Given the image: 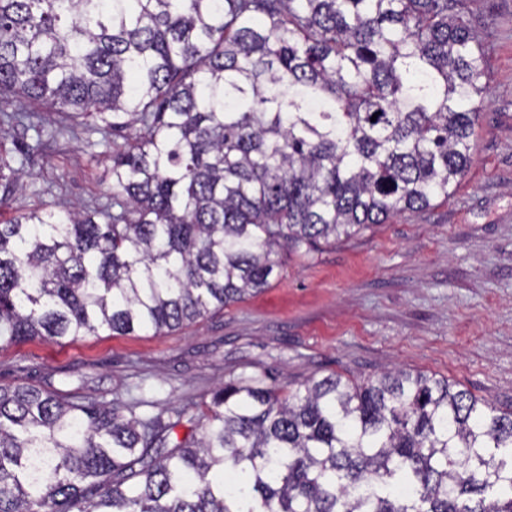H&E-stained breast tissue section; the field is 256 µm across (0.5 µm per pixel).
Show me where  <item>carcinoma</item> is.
Listing matches in <instances>:
<instances>
[{
	"mask_svg": "<svg viewBox=\"0 0 512 512\" xmlns=\"http://www.w3.org/2000/svg\"><path fill=\"white\" fill-rule=\"evenodd\" d=\"M466 4L0 0V125L130 130L106 202L0 224V341L179 329L280 249L448 201L486 97ZM25 177L0 156V207ZM122 409L0 387V512H512V411L421 372Z\"/></svg>",
	"mask_w": 512,
	"mask_h": 512,
	"instance_id": "carcinoma-1",
	"label": "carcinoma"
}]
</instances>
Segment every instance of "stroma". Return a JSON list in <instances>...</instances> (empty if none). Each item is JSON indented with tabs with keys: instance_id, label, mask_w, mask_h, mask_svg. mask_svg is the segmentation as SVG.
<instances>
[{
	"instance_id": "stroma-1",
	"label": "stroma",
	"mask_w": 512,
	"mask_h": 512,
	"mask_svg": "<svg viewBox=\"0 0 512 512\" xmlns=\"http://www.w3.org/2000/svg\"><path fill=\"white\" fill-rule=\"evenodd\" d=\"M488 95L472 167L448 201L396 215L307 257L281 255L261 293L156 336L101 332L0 347V386L103 402L137 415L200 401L231 378L296 386L401 367L448 378L512 410V0H471ZM39 143L26 189L0 220L36 206H94L111 193L112 142L0 126V145Z\"/></svg>"
}]
</instances>
